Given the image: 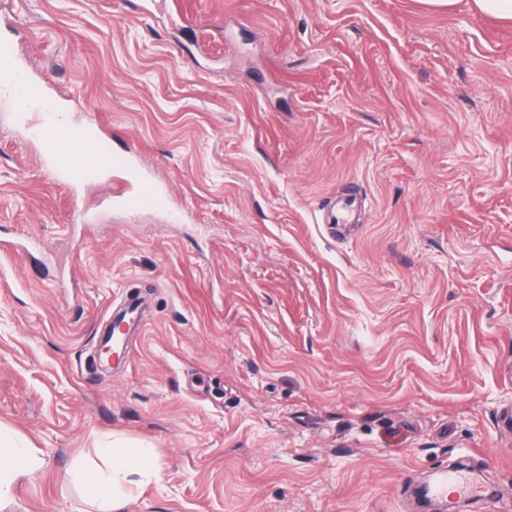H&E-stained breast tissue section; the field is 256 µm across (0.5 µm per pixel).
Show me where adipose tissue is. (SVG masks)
<instances>
[{
	"mask_svg": "<svg viewBox=\"0 0 512 512\" xmlns=\"http://www.w3.org/2000/svg\"><path fill=\"white\" fill-rule=\"evenodd\" d=\"M102 466L80 470L87 497L99 512H122L132 493L133 478L147 483L155 477V462L148 449L116 438L104 451ZM41 466L35 449L23 444L15 433L0 426V503L8 501L15 485L31 477Z\"/></svg>",
	"mask_w": 512,
	"mask_h": 512,
	"instance_id": "adipose-tissue-1",
	"label": "adipose tissue"
}]
</instances>
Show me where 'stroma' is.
<instances>
[{"mask_svg":"<svg viewBox=\"0 0 512 512\" xmlns=\"http://www.w3.org/2000/svg\"><path fill=\"white\" fill-rule=\"evenodd\" d=\"M118 173L73 186L0 100V425L43 461L0 512H421L444 469L512 506V25L417 0H0ZM351 200L347 224L326 209ZM149 302L122 364L101 323ZM104 465L87 471L80 469L87 497L98 506V512L121 511L132 493V476L147 483L156 476L155 462L149 450L121 438H112V448H104Z\"/></svg>","mask_w":512,"mask_h":512,"instance_id":"obj_1","label":"stroma"}]
</instances>
